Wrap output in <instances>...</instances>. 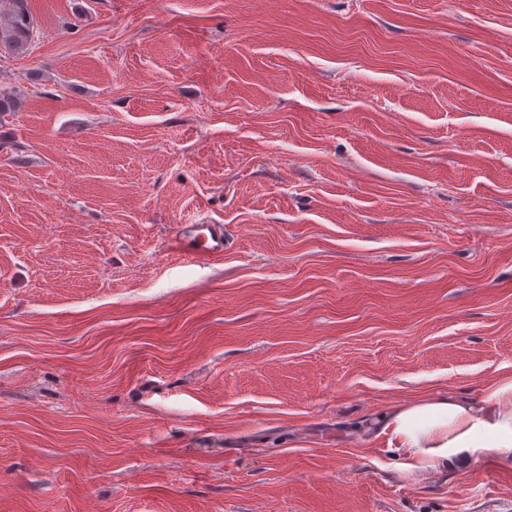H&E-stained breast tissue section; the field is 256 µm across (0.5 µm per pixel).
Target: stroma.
Listing matches in <instances>:
<instances>
[{
	"mask_svg": "<svg viewBox=\"0 0 512 512\" xmlns=\"http://www.w3.org/2000/svg\"><path fill=\"white\" fill-rule=\"evenodd\" d=\"M29 4L0 512H512L377 425L512 371V0ZM171 245L176 251L197 259L209 260L224 256V249L227 250L230 243L224 238L223 225L204 224L197 230L177 232Z\"/></svg>",
	"mask_w": 512,
	"mask_h": 512,
	"instance_id": "obj_1",
	"label": "stroma"
}]
</instances>
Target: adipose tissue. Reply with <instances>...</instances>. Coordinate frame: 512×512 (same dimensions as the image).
<instances>
[{
  "instance_id": "ef3b65f1",
  "label": "adipose tissue",
  "mask_w": 512,
  "mask_h": 512,
  "mask_svg": "<svg viewBox=\"0 0 512 512\" xmlns=\"http://www.w3.org/2000/svg\"><path fill=\"white\" fill-rule=\"evenodd\" d=\"M380 431L403 471L464 467L491 454L512 465V374L486 384L475 400L421 398L382 415Z\"/></svg>"
}]
</instances>
